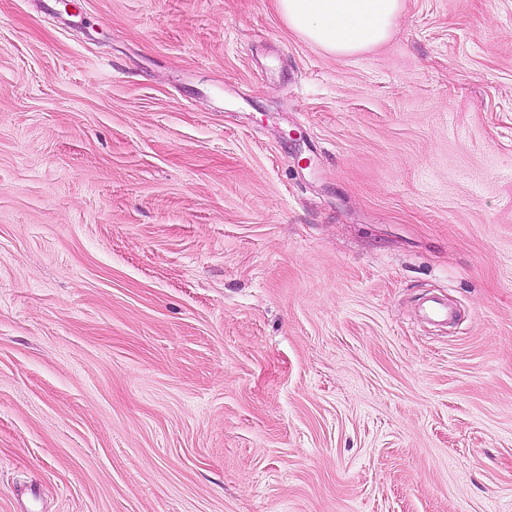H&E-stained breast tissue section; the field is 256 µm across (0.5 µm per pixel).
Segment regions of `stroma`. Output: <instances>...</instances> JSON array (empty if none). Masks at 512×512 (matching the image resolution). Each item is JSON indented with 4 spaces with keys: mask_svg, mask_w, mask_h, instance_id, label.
<instances>
[{
    "mask_svg": "<svg viewBox=\"0 0 512 512\" xmlns=\"http://www.w3.org/2000/svg\"><path fill=\"white\" fill-rule=\"evenodd\" d=\"M71 2L0 0V512H512V0ZM288 28L335 56H351L386 41L404 0H275Z\"/></svg>",
    "mask_w": 512,
    "mask_h": 512,
    "instance_id": "1",
    "label": "stroma"
}]
</instances>
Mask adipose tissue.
I'll use <instances>...</instances> for the list:
<instances>
[{
  "label": "adipose tissue",
  "instance_id": "1",
  "mask_svg": "<svg viewBox=\"0 0 512 512\" xmlns=\"http://www.w3.org/2000/svg\"><path fill=\"white\" fill-rule=\"evenodd\" d=\"M288 28L335 56H351L386 41L404 0H275Z\"/></svg>",
  "mask_w": 512,
  "mask_h": 512
}]
</instances>
